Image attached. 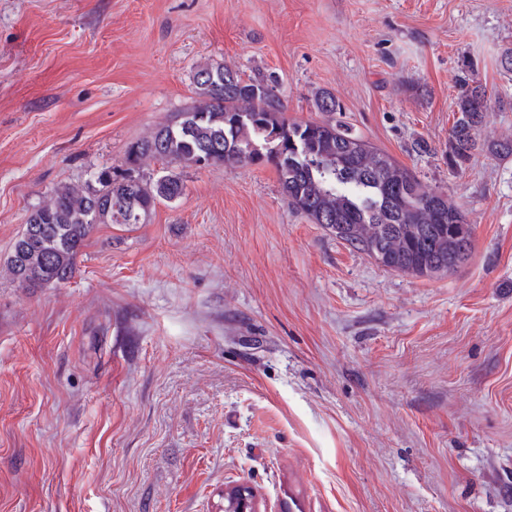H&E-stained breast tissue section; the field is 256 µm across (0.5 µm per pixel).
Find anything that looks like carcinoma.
Segmentation results:
<instances>
[{
    "label": "carcinoma",
    "instance_id": "obj_1",
    "mask_svg": "<svg viewBox=\"0 0 512 512\" xmlns=\"http://www.w3.org/2000/svg\"><path fill=\"white\" fill-rule=\"evenodd\" d=\"M196 98L174 124L158 126L128 145L123 172L93 170L82 185L61 182L28 214L33 233L20 235L5 271L20 288L67 282L97 224H137L160 201L183 195L172 166L271 165L293 208L381 266L419 277L457 268L460 244L472 247V227L444 191L425 188L387 152L351 127L331 122H290L277 86L244 79L229 66L195 67ZM270 92L255 93L260 83ZM320 112H337L333 94L315 99ZM485 88L462 77L456 118L448 137V163L460 166L484 147L480 127ZM148 161L167 170L143 174Z\"/></svg>",
    "mask_w": 512,
    "mask_h": 512
}]
</instances>
